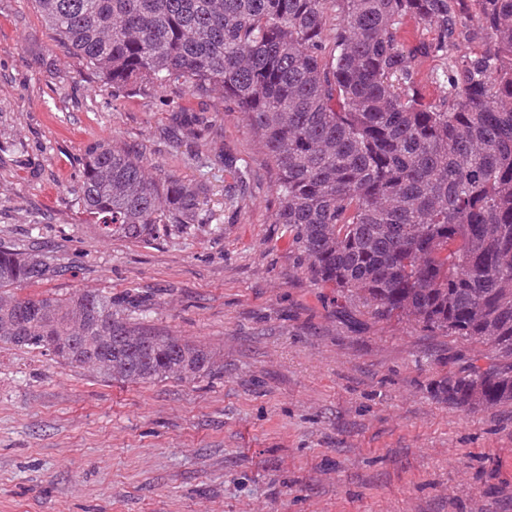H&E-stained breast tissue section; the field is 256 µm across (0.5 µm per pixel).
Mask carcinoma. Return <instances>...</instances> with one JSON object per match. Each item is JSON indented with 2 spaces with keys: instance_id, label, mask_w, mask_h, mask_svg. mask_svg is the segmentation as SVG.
I'll use <instances>...</instances> for the list:
<instances>
[{
  "instance_id": "obj_1",
  "label": "carcinoma",
  "mask_w": 512,
  "mask_h": 512,
  "mask_svg": "<svg viewBox=\"0 0 512 512\" xmlns=\"http://www.w3.org/2000/svg\"><path fill=\"white\" fill-rule=\"evenodd\" d=\"M36 2L59 41L114 85L224 88L279 172L274 223L294 230L316 280L356 290L379 316L512 360V0ZM407 17L436 24L437 36L405 49L396 31ZM420 54L446 78L434 103L415 87ZM141 159L89 153L77 201L100 233L139 239L211 223L210 184L149 181ZM62 273L0 246V344L51 355L55 340L62 362L129 383L211 366L209 352L146 331L137 303L10 293ZM433 393L464 411L512 404V363L450 373Z\"/></svg>"
}]
</instances>
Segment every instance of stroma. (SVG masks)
I'll return each instance as SVG.
<instances>
[{
  "instance_id": "1",
  "label": "stroma",
  "mask_w": 512,
  "mask_h": 512,
  "mask_svg": "<svg viewBox=\"0 0 512 512\" xmlns=\"http://www.w3.org/2000/svg\"><path fill=\"white\" fill-rule=\"evenodd\" d=\"M102 144L142 150L148 179L208 182L212 223L97 234L76 198ZM277 179L223 88L112 85L35 0H0V245L63 270L14 295L137 299L213 360L107 382L1 346L0 512H512V404L433 396L501 358L315 281L273 221Z\"/></svg>"
}]
</instances>
